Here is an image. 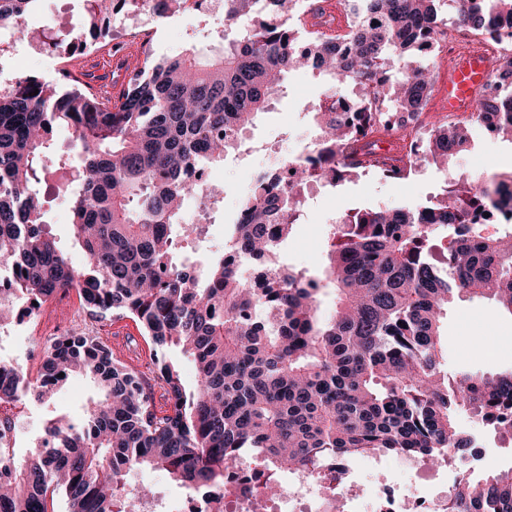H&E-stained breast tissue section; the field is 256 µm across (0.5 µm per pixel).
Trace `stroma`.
<instances>
[{
    "instance_id": "35a3bbf8",
    "label": "stroma",
    "mask_w": 512,
    "mask_h": 512,
    "mask_svg": "<svg viewBox=\"0 0 512 512\" xmlns=\"http://www.w3.org/2000/svg\"><path fill=\"white\" fill-rule=\"evenodd\" d=\"M87 16L86 0H41L37 11L26 18L28 28L46 27L49 33L82 29ZM124 16L110 18V33L72 58L60 59L48 45L30 39L21 40L11 51L10 72L34 74L50 80L55 65L71 71L78 86L91 95H98L99 84L111 80V70L102 63L113 50L128 47L123 33ZM156 33L149 51H136V58L152 54L162 60L176 55L188 46L206 50L231 41L234 27L225 25L223 11H170L156 20ZM326 79L299 71L286 80V90L279 94L267 114L248 131L251 148L224 164L209 167L213 180L223 184L224 195L213 208L208 234L203 241L189 243L186 256H205L224 248V221L239 208V202L251 186L255 174L264 169L275 155L299 151L314 139L316 129L310 111L322 98ZM453 171L466 176L507 175L512 173V142L489 135L478 125L470 128V146L454 162ZM446 177L444 171L422 163L409 179L392 181L378 174H363L339 187L313 188L307 193L306 216L296 225L293 234L283 242L277 257L297 269H312L325 257L326 245L336 220L347 210L357 207L391 208L414 203L439 192ZM58 176L47 178L45 191L49 202L44 220L59 247L74 266H82L84 254L72 235L73 213L68 194L59 192ZM84 330L102 336L127 361L136 362L143 374H150V344L128 318L101 319L89 315L76 292L57 296L49 306L40 308L36 327L20 326L15 342L0 343V351L19 347L23 356L22 370L28 378H36L50 337L71 330ZM443 364L452 372H474L494 375L512 371V314L500 310L489 300H455L448 309L442 329ZM98 395L94 383L82 375L70 376L54 397L44 404H31L21 409L18 454L33 447L47 422L56 417L80 421L92 400ZM460 428L471 432L484 459L499 466H512V437L478 424L468 413L459 414Z\"/></svg>"
}]
</instances>
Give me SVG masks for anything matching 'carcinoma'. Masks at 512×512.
<instances>
[{"mask_svg": "<svg viewBox=\"0 0 512 512\" xmlns=\"http://www.w3.org/2000/svg\"><path fill=\"white\" fill-rule=\"evenodd\" d=\"M40 0H0V24L19 26ZM94 32L114 0H87ZM224 0V20L249 26L220 49L195 46L157 63L147 54L115 103L72 87L67 77L16 76L0 83V266L15 270L0 291V321L31 312L70 289L95 315L130 318L151 345L155 384L99 336L49 339L39 381L0 366V398L46 403L73 374L101 392L84 421H50L24 458L0 456V512H47L59 494L68 512H141L152 488H128L150 467L189 492L225 500L273 495L280 471L316 474L336 493L347 487L339 461L369 452L432 461L472 453L456 417L512 432V372L450 375L440 362L441 323L457 297L492 299L512 314V224L484 234L485 213L512 210V174L462 177L412 207H359L333 226L319 269L291 268L277 249L302 222L304 191L338 187L369 172L406 179L421 161L449 164L467 150L468 123L431 127L421 155L408 121L433 93L434 69L414 64L448 27L485 34L512 0H345L350 32L336 42L319 0ZM312 29L290 20L298 12ZM328 78L312 109L318 128L309 164L288 178L259 173L240 204L224 252L196 267L177 255L198 240L185 202L214 205L223 190L193 171L250 149L245 137L269 110L290 72ZM494 118L512 136V57L475 98L472 122ZM71 126L79 162L54 153L48 133ZM389 137L393 152L379 154ZM68 166L76 269L44 221L34 184ZM331 287L337 307L320 312ZM193 359L184 385L167 353ZM162 406H157L155 389ZM255 455L258 483L232 489L228 470ZM451 512H512V468L488 463L459 478Z\"/></svg>", "mask_w": 512, "mask_h": 512, "instance_id": "carcinoma-1", "label": "carcinoma"}]
</instances>
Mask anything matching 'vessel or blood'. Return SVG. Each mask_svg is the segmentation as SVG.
Instances as JSON below:
<instances>
[{"instance_id":"vessel-or-blood-1","label":"vessel or blood","mask_w":512,"mask_h":512,"mask_svg":"<svg viewBox=\"0 0 512 512\" xmlns=\"http://www.w3.org/2000/svg\"><path fill=\"white\" fill-rule=\"evenodd\" d=\"M494 67L492 59L484 55L464 52L448 66V76L442 84V111L448 114L469 111L480 87L488 80Z\"/></svg>"}]
</instances>
